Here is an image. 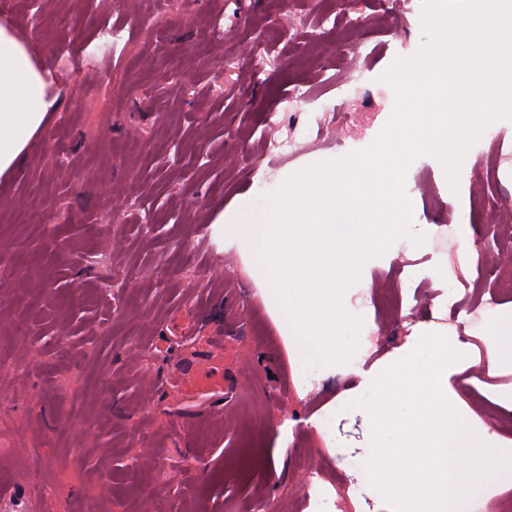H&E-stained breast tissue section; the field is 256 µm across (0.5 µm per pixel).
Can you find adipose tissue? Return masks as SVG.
<instances>
[{
	"label": "adipose tissue",
	"mask_w": 512,
	"mask_h": 512,
	"mask_svg": "<svg viewBox=\"0 0 512 512\" xmlns=\"http://www.w3.org/2000/svg\"><path fill=\"white\" fill-rule=\"evenodd\" d=\"M46 74L32 59L14 28L0 25V177L13 175L34 144L53 103ZM488 363H512V312L493 311L484 319Z\"/></svg>",
	"instance_id": "1"
}]
</instances>
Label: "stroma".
Returning a JSON list of instances; mask_svg holds the SVG:
<instances>
[{
	"instance_id": "stroma-1",
	"label": "stroma",
	"mask_w": 512,
	"mask_h": 512,
	"mask_svg": "<svg viewBox=\"0 0 512 512\" xmlns=\"http://www.w3.org/2000/svg\"><path fill=\"white\" fill-rule=\"evenodd\" d=\"M36 31L0 0L48 73L55 101L17 175L0 182V512H310L336 496L356 512L348 472L307 426L358 379L343 371L300 394L296 365L239 252L224 247L219 213L282 174L371 145L394 92L380 77L417 52L421 12L403 0H33ZM360 39L371 56L348 68L335 45ZM265 62L243 56V44ZM192 73L196 87L184 85ZM180 143L181 163L165 145ZM497 179L482 176L487 156ZM69 162L66 176L57 165ZM512 120L492 123L462 164L458 189L418 159L407 170L413 219L433 227L422 246L399 244L369 270L350 302L375 333L374 364L408 328L443 318L470 347L448 379L476 422L512 441V364L484 370V312L512 309L467 245L495 249L494 213L475 200H512ZM447 261L470 313L438 315L448 283L412 273ZM419 295L405 319L382 312L379 287ZM196 349L223 376L215 396L171 385ZM21 361L26 372L13 374ZM351 444L362 429L330 416ZM168 468L162 486L148 473ZM56 481L55 499L42 487Z\"/></svg>"
}]
</instances>
